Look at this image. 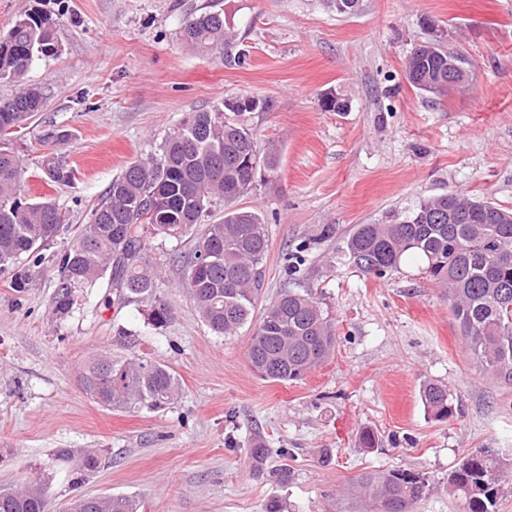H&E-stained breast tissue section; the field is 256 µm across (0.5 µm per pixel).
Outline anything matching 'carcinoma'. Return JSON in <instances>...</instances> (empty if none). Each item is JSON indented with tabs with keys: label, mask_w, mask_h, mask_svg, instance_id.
<instances>
[{
	"label": "carcinoma",
	"mask_w": 512,
	"mask_h": 512,
	"mask_svg": "<svg viewBox=\"0 0 512 512\" xmlns=\"http://www.w3.org/2000/svg\"><path fill=\"white\" fill-rule=\"evenodd\" d=\"M51 18L25 12L0 34V80L19 86L0 99V141L23 133L43 108L41 89L26 84L34 61L57 53ZM181 39L197 50L213 51L233 43L224 11L191 13L182 22ZM448 53L426 42L412 53L406 76L416 89L448 94ZM246 109L194 112L167 134L157 151L113 177L104 202L58 257V281L51 300L63 318L75 304V290L91 288L106 273L121 299L149 298L158 277L142 261L145 229L180 240L213 209L224 219L206 225L198 238L185 279L195 308L216 334L233 336L254 313L264 281L268 251L266 225L255 210L236 202L254 188L253 166L276 168L274 153L262 151L241 117ZM26 166L20 155L0 144V266L17 268L15 287L26 275L22 257L38 252L60 236L66 216L48 197L30 199L24 189ZM74 172L52 154L41 163L47 184L69 183ZM345 257L365 273L380 278L418 258L442 286L458 324L465 351L479 370L512 387V210L479 202L461 191L426 197L408 212L383 224H358L350 233ZM284 272L292 277L306 263L303 249L285 255ZM336 346L334 319L311 291L285 289L265 308L248 350L250 367L273 382H295L322 365ZM85 394L108 410L160 411L178 397L180 383L167 365L152 360L116 359L108 352L92 357L80 371ZM427 413L436 420L453 415L445 385L426 382L420 392ZM65 472L80 480L105 463L86 450L57 454ZM500 462L487 451L462 458L448 478V490L465 512H497L507 491ZM429 491L427 478L410 469L370 472L358 477L355 493L381 512H412ZM48 487L25 483L0 486V512H46ZM127 495L75 497L64 512H140Z\"/></svg>",
	"instance_id": "1"
}]
</instances>
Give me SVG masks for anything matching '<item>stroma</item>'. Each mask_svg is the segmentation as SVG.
<instances>
[{
	"instance_id": "35a3bbf8",
	"label": "stroma",
	"mask_w": 512,
	"mask_h": 512,
	"mask_svg": "<svg viewBox=\"0 0 512 512\" xmlns=\"http://www.w3.org/2000/svg\"><path fill=\"white\" fill-rule=\"evenodd\" d=\"M222 8L237 32L227 53L182 42L183 18ZM36 10L55 23L58 52L30 68L46 103L9 146L24 159L30 196L52 198L67 229L27 267L0 269V485L37 481L54 503L76 495H130L143 512H369L347 487L367 472L412 469L431 490L414 512H464L448 476L485 449L512 480V387L480 373L462 348L444 291L416 259L378 277L343 257L355 225L377 224L419 199L462 191L512 209V0H360L339 15L322 0H0V33ZM461 56L469 84L421 92L404 62L419 43ZM348 101L322 108L323 95ZM251 95L268 107L244 116L277 167L240 206L268 227L256 314L280 289L309 288L331 311L337 343L303 380L261 379L249 366L254 331L212 333L184 280L196 235L146 234L144 257L161 275L157 299L115 300L109 279L76 294L56 318V255L69 245L113 179L155 151L193 112ZM55 153L74 170L46 185ZM307 244L297 280L283 256ZM171 309L150 323L155 300ZM167 365L181 394L161 412L111 411L80 388L92 354ZM446 384L453 416L435 420L424 382ZM378 433L379 447L359 434ZM260 440L275 456L255 466ZM96 450L107 463L71 487L58 449ZM288 471L285 482L269 473ZM41 179L51 186L55 184L69 183L74 178V172L64 166L61 161L52 154L46 155L41 163Z\"/></svg>"
}]
</instances>
